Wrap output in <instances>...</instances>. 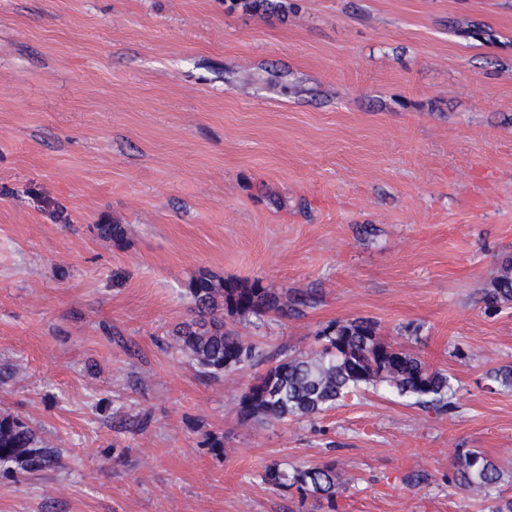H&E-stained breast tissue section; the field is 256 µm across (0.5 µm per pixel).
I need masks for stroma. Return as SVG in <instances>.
<instances>
[{
  "label": "stroma",
  "instance_id": "1",
  "mask_svg": "<svg viewBox=\"0 0 512 512\" xmlns=\"http://www.w3.org/2000/svg\"><path fill=\"white\" fill-rule=\"evenodd\" d=\"M278 3L0 0V413L61 450L0 477V512H315L261 475L330 460L338 512L495 506L447 478L460 448L512 465L489 377L512 302L485 300L512 263V0ZM202 272L317 295L228 318L269 352L374 321L453 410L379 386L240 421L256 368L213 380L168 347Z\"/></svg>",
  "mask_w": 512,
  "mask_h": 512
}]
</instances>
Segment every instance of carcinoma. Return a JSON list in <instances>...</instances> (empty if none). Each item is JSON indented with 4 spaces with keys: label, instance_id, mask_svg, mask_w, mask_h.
I'll return each instance as SVG.
<instances>
[{
    "label": "carcinoma",
    "instance_id": "carcinoma-1",
    "mask_svg": "<svg viewBox=\"0 0 512 512\" xmlns=\"http://www.w3.org/2000/svg\"><path fill=\"white\" fill-rule=\"evenodd\" d=\"M187 295L193 316L173 330L171 348L212 379L247 365L268 364L239 397L237 414L243 422L313 417L378 385L436 412L447 410L448 398L454 393L448 374L385 341L370 320L336 321L318 334L320 348L282 356L260 351L224 321L226 314L260 319L272 312L281 318L294 317L314 303L311 295L284 300L258 280L249 283L208 274L192 277ZM488 298L493 304L512 302V265L496 271ZM59 459V449L29 423L18 416H0L1 474L40 473ZM507 477L512 478V470L484 452L457 450L452 482L470 496L486 499ZM262 481L279 491L294 490L300 499L336 512V496L348 478L336 461L330 460L291 474L274 462L265 467Z\"/></svg>",
    "mask_w": 512,
    "mask_h": 512
}]
</instances>
